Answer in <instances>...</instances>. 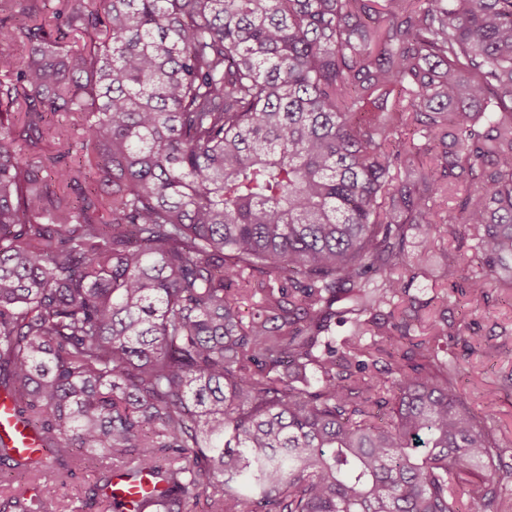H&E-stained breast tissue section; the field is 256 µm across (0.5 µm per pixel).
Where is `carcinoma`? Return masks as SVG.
Instances as JSON below:
<instances>
[{"label":"carcinoma","mask_w":512,"mask_h":512,"mask_svg":"<svg viewBox=\"0 0 512 512\" xmlns=\"http://www.w3.org/2000/svg\"><path fill=\"white\" fill-rule=\"evenodd\" d=\"M48 2L0 0V389L43 448L0 465L94 464L82 512H512L409 253L512 289V0Z\"/></svg>","instance_id":"carcinoma-1"}]
</instances>
